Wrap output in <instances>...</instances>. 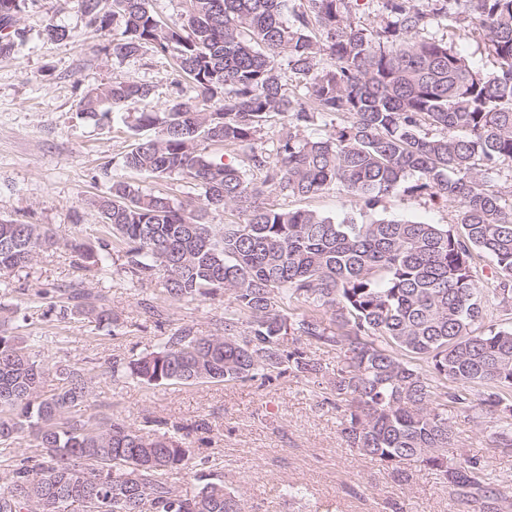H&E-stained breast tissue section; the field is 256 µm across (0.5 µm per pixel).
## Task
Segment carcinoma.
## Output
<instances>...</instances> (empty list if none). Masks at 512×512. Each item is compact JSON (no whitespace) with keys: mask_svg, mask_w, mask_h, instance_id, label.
Returning <instances> with one entry per match:
<instances>
[{"mask_svg":"<svg viewBox=\"0 0 512 512\" xmlns=\"http://www.w3.org/2000/svg\"><path fill=\"white\" fill-rule=\"evenodd\" d=\"M88 24L112 37V54L127 58L150 47L175 59L176 84L193 95L152 109L150 89L114 81L80 101L94 115L102 102H144L136 126L159 128L122 157V168L158 179L181 176L200 189L204 207L189 211L170 194L114 180L95 200L106 233L72 245L73 264L108 274L112 252L143 282L164 279L167 299L191 303L221 290L237 311L221 336L183 328L164 345L112 364L142 384L235 382L259 372L320 374L292 333L336 347L332 393L342 408V434L351 448L393 468L420 462L454 491L473 484L471 467L448 460L454 447L448 404L477 406L496 420L497 447L512 450V325L474 329L512 299V205L492 181L512 162V0H382L386 22L375 31L353 24L345 0H303L293 21L288 0H188L182 24H168L151 0H76ZM20 0H0V54L22 31L14 27ZM475 26L497 69L483 74L442 41L422 36L433 22ZM303 78V96L289 97L278 61ZM211 103L213 109L203 106ZM278 113L293 128L334 117L344 126L316 137L286 133L276 162L255 147L266 118ZM239 152L226 164L202 145ZM301 198L336 188L375 210L408 177L415 189L459 207L457 225L374 217L357 222L317 210L282 211L263 201L262 187ZM238 220L216 229L207 210ZM56 245L43 224L0 222V274L30 267ZM494 265L497 280L479 285L475 257ZM332 313L330 333L317 312ZM66 315H90L115 328L103 304L60 305ZM0 333V445L23 432L45 451L42 462L9 468L0 512H242L224 483L178 491L162 475L184 465L189 447L181 429L145 430L111 419L72 415L90 408L92 377L57 367L60 385L44 391L45 345ZM458 390L448 392V382ZM138 467L128 485L124 464Z\"/></svg>","mask_w":512,"mask_h":512,"instance_id":"cac0c4a2","label":"carcinoma"}]
</instances>
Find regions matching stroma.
I'll return each mask as SVG.
<instances>
[{"mask_svg":"<svg viewBox=\"0 0 512 512\" xmlns=\"http://www.w3.org/2000/svg\"><path fill=\"white\" fill-rule=\"evenodd\" d=\"M20 7L24 38L10 54L0 55V222L47 225L58 243L30 269L9 276L13 302L45 292L41 310L27 316L2 312L0 330L63 337L62 345L46 347L43 355L48 364L79 367L93 376L91 414L145 429L159 421L189 427L186 465L164 475L176 489L193 490L210 477L221 478L244 512H512V454L496 449V424L480 409L456 410L451 423L455 453L477 463L480 488L467 496L452 492L438 472L420 463L409 461L395 470L349 448L329 389L335 347L281 337L282 349L304 351L322 366L315 378L259 374L229 383L146 386L113 374V361L155 350L179 328L190 327L198 336L223 334L234 296L223 290L205 301L174 303L162 280L133 282L121 264H113L105 277L73 266L71 242L101 235L94 200L114 176L145 190H167L195 207L203 201L185 180L121 171L119 161L135 140L157 134L152 127L136 132L126 127V115L141 111V102L129 101L106 118L78 115L88 92L116 80L149 86L153 106L163 110L179 93L172 59L150 51L114 57L111 32L90 26L74 0H22ZM50 22L65 27L69 38L46 42ZM426 34L461 50L481 72L495 71L472 28L446 21ZM415 183L408 178L373 212L335 189L303 199L265 186L263 199L274 209L310 208L338 218L366 221L377 214L456 224L457 209L415 191ZM63 285L101 297L117 315L118 328L51 311Z\"/></svg>","mask_w":512,"mask_h":512,"instance_id":"35a3bbf8","label":"stroma"}]
</instances>
